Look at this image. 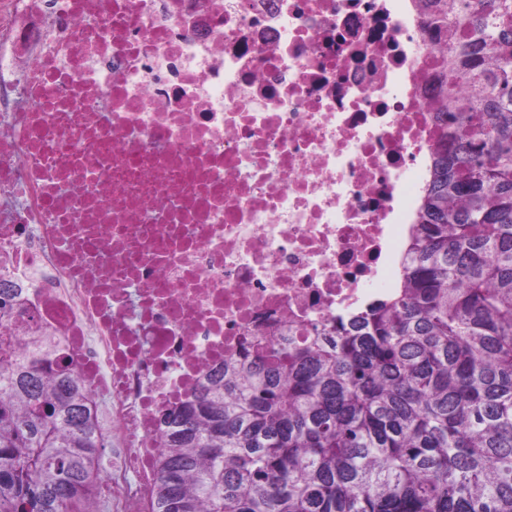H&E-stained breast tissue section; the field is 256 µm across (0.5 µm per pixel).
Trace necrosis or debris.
<instances>
[{
    "instance_id": "necrosis-or-debris-1",
    "label": "necrosis or debris",
    "mask_w": 512,
    "mask_h": 512,
    "mask_svg": "<svg viewBox=\"0 0 512 512\" xmlns=\"http://www.w3.org/2000/svg\"><path fill=\"white\" fill-rule=\"evenodd\" d=\"M441 50L419 0H0V365L83 380L101 512L205 375L396 286Z\"/></svg>"
}]
</instances>
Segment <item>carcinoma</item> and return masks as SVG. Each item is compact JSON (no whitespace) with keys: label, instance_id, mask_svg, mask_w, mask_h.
<instances>
[{"label":"carcinoma","instance_id":"cac0c4a2","mask_svg":"<svg viewBox=\"0 0 512 512\" xmlns=\"http://www.w3.org/2000/svg\"><path fill=\"white\" fill-rule=\"evenodd\" d=\"M448 41L400 284L244 352L164 413L154 512H512V0H426ZM0 368V512H89V393Z\"/></svg>","mask_w":512,"mask_h":512}]
</instances>
